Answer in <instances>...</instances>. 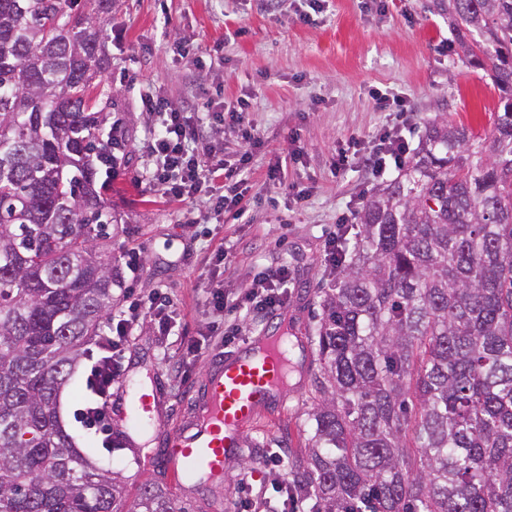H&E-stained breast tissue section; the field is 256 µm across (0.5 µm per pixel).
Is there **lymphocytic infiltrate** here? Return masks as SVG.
I'll list each match as a JSON object with an SVG mask.
<instances>
[{
    "instance_id": "1",
    "label": "lymphocytic infiltrate",
    "mask_w": 512,
    "mask_h": 512,
    "mask_svg": "<svg viewBox=\"0 0 512 512\" xmlns=\"http://www.w3.org/2000/svg\"><path fill=\"white\" fill-rule=\"evenodd\" d=\"M142 106L152 114L154 123L144 138L143 149L151 159L150 178L163 195L182 200L198 193L209 195L216 211L240 217L244 214L243 200L248 190L247 181L255 149L263 146L261 132L248 120L249 101L238 98L224 110L209 113L207 119H192L186 113L171 108L159 94L143 96ZM220 122L236 130L244 145L235 162H227L220 149L206 145L208 122ZM376 144L364 157L365 164L375 174L403 165L410 146L397 128L381 130ZM287 263L269 266L259 271L249 296V306L231 300L222 286L216 285L207 293V303L217 312L246 311L255 317L278 307L286 299L288 282ZM178 314L170 294L155 290L148 297H133L128 308L114 314L109 331L102 336L99 353L87 376L86 383L98 401L82 413L83 419L103 435H110L112 415L110 396L112 383L120 371L118 355L121 346L141 319L157 324L162 333H170Z\"/></svg>"
}]
</instances>
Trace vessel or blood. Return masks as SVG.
Segmentation results:
<instances>
[{
  "label": "vessel or blood",
  "mask_w": 512,
  "mask_h": 512,
  "mask_svg": "<svg viewBox=\"0 0 512 512\" xmlns=\"http://www.w3.org/2000/svg\"><path fill=\"white\" fill-rule=\"evenodd\" d=\"M288 339L266 336L232 359L217 358L193 420L168 434L164 456L178 481L222 476L225 460L241 449L240 430L260 407L279 401L288 376Z\"/></svg>",
  "instance_id": "b4317fda"
}]
</instances>
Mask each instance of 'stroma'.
Segmentation results:
<instances>
[{
  "instance_id": "1",
  "label": "stroma",
  "mask_w": 512,
  "mask_h": 512,
  "mask_svg": "<svg viewBox=\"0 0 512 512\" xmlns=\"http://www.w3.org/2000/svg\"><path fill=\"white\" fill-rule=\"evenodd\" d=\"M432 0H387L385 9L362 0H326L314 22L299 21L302 0H279L273 11L256 0H113L99 11L95 0H78L93 15L106 38L111 65L105 85L115 106L112 118L127 131L118 176L104 199L121 215L112 227V252L119 261L123 287L113 288L115 309L127 304L126 284L148 294L169 291L179 316L171 335H159L143 320L132 332L123 356L124 371L112 385L113 396L156 388L160 410L146 429L112 417V444L104 446L80 411L92 399L86 387L89 357H82L60 397L62 420L78 447L118 475L127 500L144 487L161 486L177 505L205 512L211 495L205 487L178 485L160 452L165 437L190 418L218 354L238 347L282 324L299 351L302 372L282 404L263 412L245 428L239 454L224 464L219 490L225 512L264 489L274 508L281 473L302 460L313 435L311 379L318 363L313 351L319 319L318 291L327 287L323 246L338 216L359 208L379 177L359 165L346 173L330 166L336 146L350 137L372 148L373 134L399 124L410 144L439 115L480 134L494 118L497 93L483 71L449 52L448 24L431 8ZM401 98L410 105L401 115L380 109L372 97ZM164 96L172 107L214 112L246 96L249 117L264 136L249 173L247 213L235 223L214 212L207 195L174 201L150 181L151 161L142 141L151 125L141 97ZM304 155L288 163L284 182L266 179L274 156L286 155L293 140ZM305 200H297V190ZM224 247V262L213 252ZM139 250L130 262V250ZM286 262L291 279L288 303L260 319L239 318L230 342L210 335L220 313L205 304L203 290L223 282L230 299L245 300L258 271ZM199 347L186 352L187 344Z\"/></svg>"
}]
</instances>
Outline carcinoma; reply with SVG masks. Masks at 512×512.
Returning a JSON list of instances; mask_svg holds the SVG:
<instances>
[{
    "mask_svg": "<svg viewBox=\"0 0 512 512\" xmlns=\"http://www.w3.org/2000/svg\"><path fill=\"white\" fill-rule=\"evenodd\" d=\"M76 2L0 0V512H188L154 486L125 504L60 416L121 283L110 62ZM434 7L497 91L493 127L435 118L342 230L288 485L309 512H512V0Z\"/></svg>",
    "mask_w": 512,
    "mask_h": 512,
    "instance_id": "carcinoma-1",
    "label": "carcinoma"
}]
</instances>
